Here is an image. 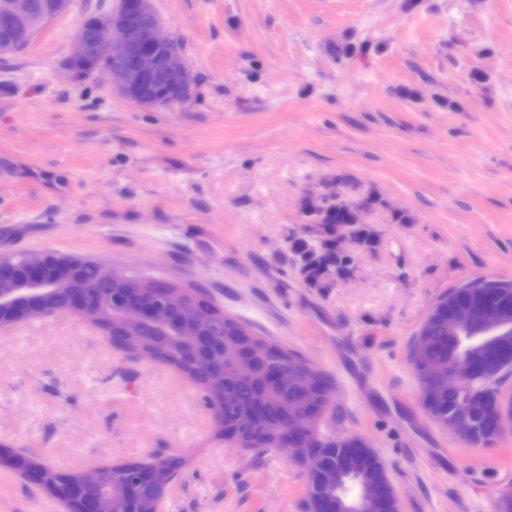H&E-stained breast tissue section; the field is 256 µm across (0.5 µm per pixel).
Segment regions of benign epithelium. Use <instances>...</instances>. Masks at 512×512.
<instances>
[{"instance_id": "obj_1", "label": "benign epithelium", "mask_w": 512, "mask_h": 512, "mask_svg": "<svg viewBox=\"0 0 512 512\" xmlns=\"http://www.w3.org/2000/svg\"><path fill=\"white\" fill-rule=\"evenodd\" d=\"M68 7V0H46L37 14L31 0H0V32L5 46L29 41L45 18L64 12ZM69 59V75L102 72L108 76L114 95L142 107L164 108L185 103L191 97L192 69L182 53L173 47L172 37L163 32L153 0H118L115 8L95 15L89 24V33L74 40ZM76 261L75 256L53 261L49 252L38 257L0 255V276L6 268L17 265L23 267L27 275L24 287L0 289V326L57 313L55 306L47 303L52 289L44 287V283L49 280L56 284L69 282ZM66 304L96 329L104 321L112 323V316L104 311L105 301H89L83 288L69 289ZM212 316L213 309L204 298L187 291L179 296H168L164 304L147 299L136 308L125 307L120 318L126 329L142 330L152 326L171 329L179 357L200 375L214 370V359L218 356L235 378H252L261 362L270 361V351L254 342L250 351L244 352L238 344L225 346L222 336L203 335ZM474 322L488 333L504 335L512 331V324L504 322L502 313L488 307L460 316L455 328L463 329ZM430 347L431 339L422 334L417 342L418 360L422 365L417 372L424 385L439 381L457 391L477 378V365L467 358H457L447 365L425 361ZM268 371L273 383L290 388L302 403V409L281 431L274 447L288 448L296 459L305 458L313 465L318 448L311 442L310 396L318 386L316 374L304 372L289 376L274 367ZM4 458L0 454V459ZM6 459L21 469L24 478L44 485V470L35 459L20 455ZM116 469L117 466L108 465L80 473L78 481L68 488L67 498L60 500L64 512H116L117 503L126 495L124 483L114 480ZM384 508L382 491L376 487L364 488L360 512H382Z\"/></svg>"}]
</instances>
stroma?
<instances>
[{
    "mask_svg": "<svg viewBox=\"0 0 512 512\" xmlns=\"http://www.w3.org/2000/svg\"><path fill=\"white\" fill-rule=\"evenodd\" d=\"M71 0L0 57V254L85 256L203 289L323 372L321 430L368 441L400 512H497L512 429L473 445L419 402L413 337L464 280L512 281V0H153L197 82L147 109L65 61ZM353 210L309 280L322 210ZM198 385L79 316L0 327V450L62 471L183 456L161 512H306L288 449L236 447ZM0 512H63L0 463Z\"/></svg>",
    "mask_w": 512,
    "mask_h": 512,
    "instance_id": "35a3bbf8",
    "label": "stroma"
}]
</instances>
